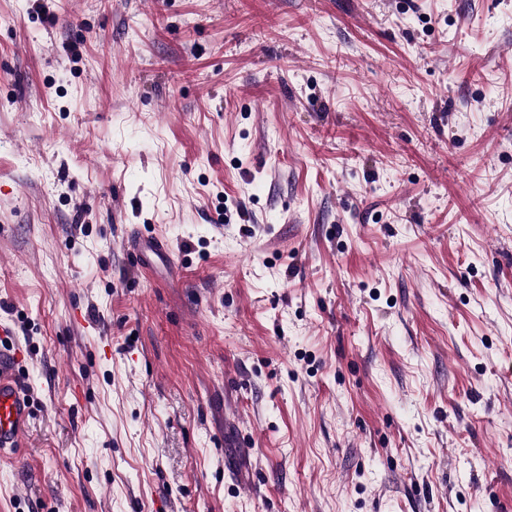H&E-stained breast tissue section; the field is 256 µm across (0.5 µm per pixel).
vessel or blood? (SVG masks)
Returning <instances> with one entry per match:
<instances>
[{"mask_svg":"<svg viewBox=\"0 0 512 512\" xmlns=\"http://www.w3.org/2000/svg\"><path fill=\"white\" fill-rule=\"evenodd\" d=\"M21 350L0 349V451L21 447L31 415V406L22 389L18 364Z\"/></svg>","mask_w":512,"mask_h":512,"instance_id":"b4317fda","label":"vessel or blood"}]
</instances>
